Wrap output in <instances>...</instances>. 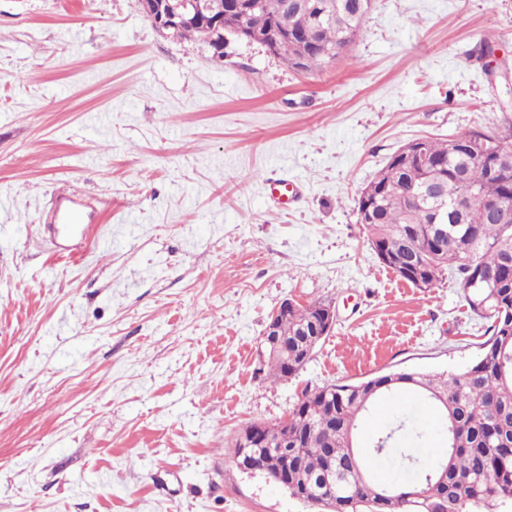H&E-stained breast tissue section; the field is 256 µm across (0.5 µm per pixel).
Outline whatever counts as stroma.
Wrapping results in <instances>:
<instances>
[{
  "instance_id": "stroma-1",
  "label": "stroma",
  "mask_w": 512,
  "mask_h": 512,
  "mask_svg": "<svg viewBox=\"0 0 512 512\" xmlns=\"http://www.w3.org/2000/svg\"><path fill=\"white\" fill-rule=\"evenodd\" d=\"M504 55L489 73L485 32ZM512 0H373L353 48L303 74L259 44L155 31L135 0H0V512H317L240 471L232 437L304 391L456 373L487 338L454 274L419 290L355 201L400 147L512 120ZM304 186L269 201V172ZM95 250L54 234L70 200ZM336 306L295 375L258 371L283 301ZM397 413L445 446L435 412Z\"/></svg>"
}]
</instances>
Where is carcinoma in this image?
I'll return each mask as SVG.
<instances>
[{"label":"carcinoma","instance_id":"obj_1","mask_svg":"<svg viewBox=\"0 0 512 512\" xmlns=\"http://www.w3.org/2000/svg\"><path fill=\"white\" fill-rule=\"evenodd\" d=\"M265 2L249 15L247 26L288 34L275 56L307 73L329 64V51L338 56L348 51L369 12L364 0H308L296 16L283 0ZM425 152L423 163L405 161L398 152L390 157L369 183L377 194L373 208L356 201L357 223L364 226L374 254L388 251L385 266L413 287L420 280L433 287L445 273L455 274L470 309L491 320L490 337L457 374L404 372L396 383L380 375L363 388L332 384L303 393L288 427L301 434L295 442L302 462L299 477L319 484L328 465L325 449H336V485L324 492L336 493V512H442V503L412 497L414 487L382 485L372 476L371 461L387 453L395 434L407 431L405 421L395 418L366 453L356 446L360 418L400 388L420 392L439 411L437 426L447 443L441 460L455 476L448 481L451 512H494L512 501V219L502 224L485 219L490 204L512 215V122L499 132L471 130L460 137L457 151L446 140H429ZM432 168L448 175V200L463 206L448 220L446 234L432 233L436 212L412 195ZM325 307L314 302L289 312L281 321L288 345L304 341ZM285 366L283 358L268 355L259 372L263 380L277 382L286 378ZM323 418L336 420V430L320 429ZM397 459L418 468V486L439 476L408 448L397 449Z\"/></svg>","mask_w":512,"mask_h":512}]
</instances>
